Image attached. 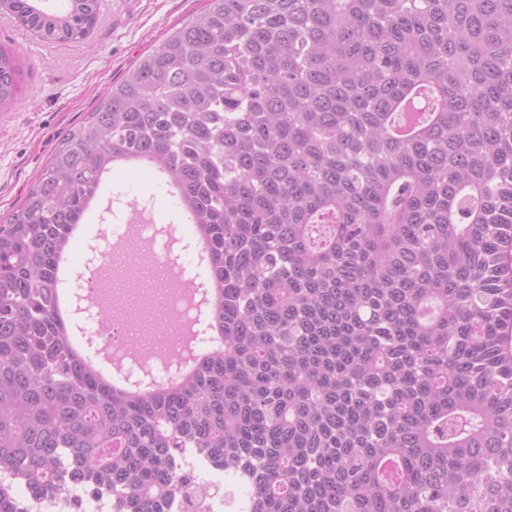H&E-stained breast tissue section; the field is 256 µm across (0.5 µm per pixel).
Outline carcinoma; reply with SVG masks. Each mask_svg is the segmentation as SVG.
Here are the masks:
<instances>
[{"label":"carcinoma","instance_id":"cac0c4a2","mask_svg":"<svg viewBox=\"0 0 512 512\" xmlns=\"http://www.w3.org/2000/svg\"><path fill=\"white\" fill-rule=\"evenodd\" d=\"M83 42L97 0H0ZM21 68L0 50V107ZM147 155L207 244L220 344L115 392L55 317L57 259ZM512 512V0H206L0 224V512ZM187 467L193 471L196 482L208 488V495L205 498V508L203 512H223L224 511V485L222 481H213L207 479H221L224 481V473H210L209 470H203V477L200 475V468L197 467L194 459L187 458ZM204 499V500H205ZM203 500V501H204ZM76 499L74 506L70 503ZM30 512H112V500L96 497L79 488L57 498H41L31 504Z\"/></svg>","mask_w":512,"mask_h":512}]
</instances>
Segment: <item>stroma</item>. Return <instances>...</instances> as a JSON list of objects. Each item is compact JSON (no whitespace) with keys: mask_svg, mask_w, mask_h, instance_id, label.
<instances>
[{"mask_svg":"<svg viewBox=\"0 0 512 512\" xmlns=\"http://www.w3.org/2000/svg\"><path fill=\"white\" fill-rule=\"evenodd\" d=\"M204 0H98V23L89 40L46 43L10 14L0 13V46L17 52L24 67L13 104L0 111V215L23 200L61 140L94 108L98 96L120 80L137 58L155 49L171 28ZM107 195H121L111 211L92 210L86 234L75 239L74 267L96 259L106 234L134 210H147L159 228L175 227L173 258L197 267L192 225L176 223L179 207L154 173L119 167L106 181Z\"/></svg>","mask_w":512,"mask_h":512,"instance_id":"obj_1","label":"stroma"}]
</instances>
